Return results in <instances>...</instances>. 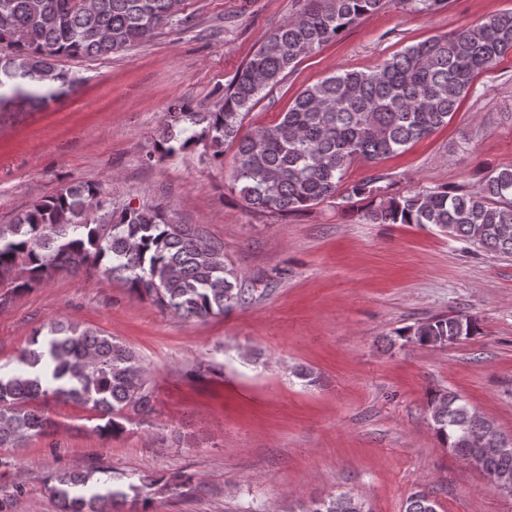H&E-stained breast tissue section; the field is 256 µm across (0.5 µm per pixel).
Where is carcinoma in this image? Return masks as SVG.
Here are the masks:
<instances>
[{"instance_id":"1","label":"carcinoma","mask_w":512,"mask_h":512,"mask_svg":"<svg viewBox=\"0 0 512 512\" xmlns=\"http://www.w3.org/2000/svg\"><path fill=\"white\" fill-rule=\"evenodd\" d=\"M388 0H304L299 12L272 30L224 88L213 108L170 105L149 158L199 144L213 162L236 145L230 191L256 212L291 213L327 200L368 201L370 224H432L487 252L512 257V168L492 171L472 192L446 185L390 196L383 174L348 183L358 159L375 161L448 124L474 80L512 53V14L436 36L392 55L369 72L339 70L307 87L273 126L240 134L245 116L300 59L336 40ZM177 0H0V90L47 103L75 85L58 68L64 57H105L182 26ZM95 271L122 281L132 297L163 311L207 319L254 301L224 258V245L204 227L178 224L161 203L124 207L113 220L110 202L93 183H74L34 201L0 224V287L29 290L60 273ZM476 331L465 315L432 316L396 332L401 339L443 346ZM53 396L89 405L104 423L101 437L125 432L127 413L148 415L155 392L148 370L130 348L90 329L54 321L37 329L16 365L0 370V447L41 435L49 419L31 403ZM443 445L476 462L499 490L512 493V445L494 423L454 393L428 402ZM59 512H120L127 499L150 512L145 483H114L100 471L89 480L68 471L49 478ZM346 494L314 501L304 512H364ZM406 512H436L419 491Z\"/></svg>"}]
</instances>
